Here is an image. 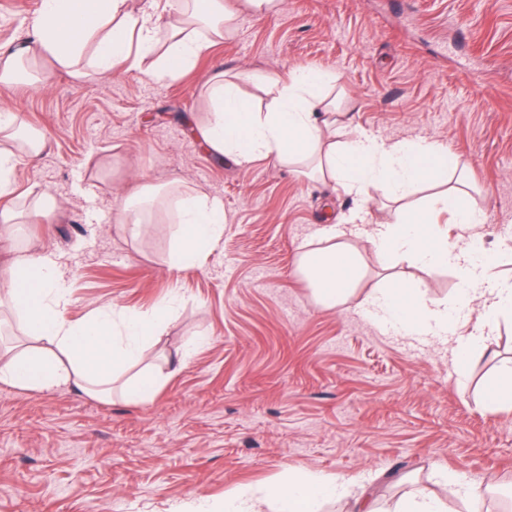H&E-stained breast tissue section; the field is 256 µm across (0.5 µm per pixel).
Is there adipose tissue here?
<instances>
[{"label":"adipose tissue","instance_id":"obj_1","mask_svg":"<svg viewBox=\"0 0 512 512\" xmlns=\"http://www.w3.org/2000/svg\"><path fill=\"white\" fill-rule=\"evenodd\" d=\"M236 16L224 0H203L176 10L165 41H158L154 14L127 10L125 0H42L33 22L34 46L0 54V83L14 82L20 61L51 56L68 66L84 60L106 74L127 64H145V73L158 83L177 78L205 49L199 31L223 35ZM328 77L317 70L297 69L288 78L267 75L273 97L268 111H254L238 83L217 76L209 88L211 110L197 125V137L214 154L236 162L275 158L299 166L311 179L341 186L361 202L378 198L398 200L400 191L415 183L440 186L425 207L398 210L391 224L359 231V238L387 259L402 256L426 265L454 270L460 288L454 305L420 296L403 284L378 288L372 303L412 334L446 345L457 365H465L497 317L512 312V283L491 274L495 254H478L477 229L486 221L467 199L472 186L466 170L448 178V154L424 141L387 142L365 132L339 139L350 122L324 93ZM0 197L13 192L11 175L20 156L37 155L43 138L30 136L14 113H0ZM446 212L458 227L448 235L436 217ZM224 233V205L216 198L197 196L181 201V227L173 262L180 270L195 268L200 256L212 249ZM299 268L322 306L343 304L359 287L364 269L361 253L346 234L329 237L325 247L299 253ZM64 294L55 261L30 253L20 265L0 272V302L21 309L29 328L44 343L39 352L24 351L0 361V381L21 388L73 386L107 394L116 368L139 360L142 340L158 335L169 305L149 315L115 322L110 311L93 310L73 322L55 305ZM340 497L348 512H376L373 500L356 478H309L276 488L242 487L224 503V512H256L271 503L275 512H318L321 499Z\"/></svg>","mask_w":512,"mask_h":512}]
</instances>
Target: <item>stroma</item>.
I'll return each mask as SVG.
<instances>
[{
    "instance_id": "35a3bbf8",
    "label": "stroma",
    "mask_w": 512,
    "mask_h": 512,
    "mask_svg": "<svg viewBox=\"0 0 512 512\" xmlns=\"http://www.w3.org/2000/svg\"><path fill=\"white\" fill-rule=\"evenodd\" d=\"M237 27L176 80L141 70L101 75L53 58L48 83L0 84V112L39 131L46 148L20 160L0 210L52 193L51 218L0 223V266L37 250L56 259L65 318L92 309L176 313L128 367L111 397L0 381V512H220L246 483L357 475L380 512L425 487L450 512H500L512 491V410L485 405L486 386L512 361V316L456 368L447 348L382 323L365 304L388 274L426 296L452 298L453 270L399 261L384 271L363 250L365 277L345 303L316 305L296 272L302 249L325 244L328 217L357 202L272 159L247 165L206 150L218 71L259 76L312 67L358 130L435 143L467 167L481 232L512 279V0H282L256 14L227 0ZM41 0H0V49L32 37ZM177 182L224 203V234L189 271L173 268L176 205L132 237L113 204L140 184ZM158 371L151 400L122 387Z\"/></svg>"
}]
</instances>
